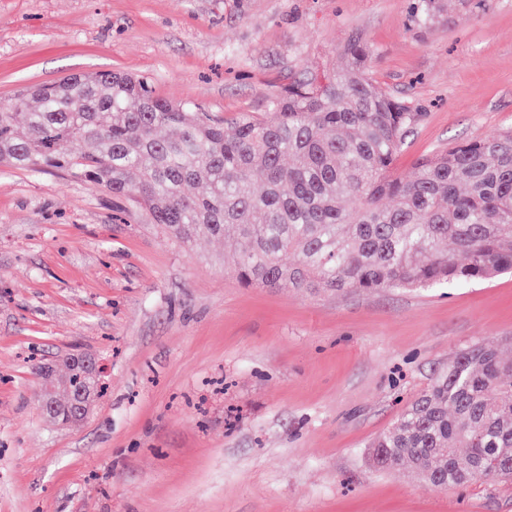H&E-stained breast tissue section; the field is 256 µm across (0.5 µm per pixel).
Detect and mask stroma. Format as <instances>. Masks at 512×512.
Masks as SVG:
<instances>
[{
	"label": "stroma",
	"mask_w": 512,
	"mask_h": 512,
	"mask_svg": "<svg viewBox=\"0 0 512 512\" xmlns=\"http://www.w3.org/2000/svg\"><path fill=\"white\" fill-rule=\"evenodd\" d=\"M0 0V104L75 74L147 77L232 122L340 64L418 119L395 165L512 129V0ZM231 241L173 242L92 183L0 165V512H512V479L447 490L370 441L461 349L512 356V273L420 290L245 288ZM95 356L61 427L38 370Z\"/></svg>",
	"instance_id": "stroma-1"
}]
</instances>
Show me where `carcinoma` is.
<instances>
[{"instance_id":"carcinoma-1","label":"carcinoma","mask_w":512,"mask_h":512,"mask_svg":"<svg viewBox=\"0 0 512 512\" xmlns=\"http://www.w3.org/2000/svg\"><path fill=\"white\" fill-rule=\"evenodd\" d=\"M442 9L421 0L416 20ZM341 53L345 65L289 85L271 116L242 112L229 131L198 104L155 96L142 76L22 88L0 106V163L63 169L148 212L182 246L228 238L248 287L417 290L511 272L512 133L422 157L404 179L393 164L417 113L373 84L366 42ZM72 142L83 150L68 152ZM190 184L204 192L187 195ZM99 383L78 368L64 380L67 397L88 393L89 408ZM58 384L46 388L51 416L68 425ZM370 448L377 467L412 466L441 489L511 479L512 360L483 343L462 349Z\"/></svg>"}]
</instances>
